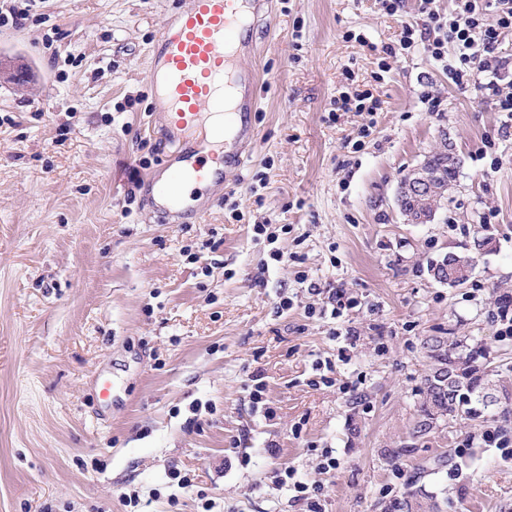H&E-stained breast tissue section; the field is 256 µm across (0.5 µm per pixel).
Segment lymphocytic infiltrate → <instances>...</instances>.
I'll use <instances>...</instances> for the list:
<instances>
[{"label":"lymphocytic infiltrate","instance_id":"1","mask_svg":"<svg viewBox=\"0 0 512 512\" xmlns=\"http://www.w3.org/2000/svg\"><path fill=\"white\" fill-rule=\"evenodd\" d=\"M436 0H420L421 26L403 25L396 44L385 46L384 54L424 47L455 84L487 90L498 96L502 111L512 112V93L502 94L497 82H479L489 71L504 32L512 31V0H454L452 12L443 14Z\"/></svg>","mask_w":512,"mask_h":512}]
</instances>
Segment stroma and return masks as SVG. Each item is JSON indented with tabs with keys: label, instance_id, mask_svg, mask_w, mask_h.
<instances>
[{
	"label": "stroma",
	"instance_id": "obj_1",
	"mask_svg": "<svg viewBox=\"0 0 512 512\" xmlns=\"http://www.w3.org/2000/svg\"><path fill=\"white\" fill-rule=\"evenodd\" d=\"M188 4L35 0L23 26L0 27L14 71L0 78V512H127L134 491L142 512H202L205 498L212 512H304L276 483L287 467L322 484L325 512H380L414 468L485 429L457 420L412 437L425 337L484 345L512 384L495 305L512 292V121L423 48L380 69L381 46L420 23L417 0L394 16L376 0H268L250 31L257 141L241 178L211 192L202 221L168 223L140 187L172 150L151 126L146 62ZM365 89L379 112L333 113L341 92ZM367 123L363 148H348ZM445 140L462 160L457 181L432 223H406L400 181ZM267 221L290 228L272 246L252 233ZM476 234L495 249L473 279L435 282L428 263ZM273 247L303 260L269 265ZM303 274L357 306L306 317ZM283 291L294 306L281 313ZM349 323L360 338L336 377L360 381L359 396L309 386L313 361L337 353L331 328ZM256 371L275 417L248 400ZM326 448L339 466L325 473ZM174 467L191 487L168 481ZM454 470L448 512H512V459L475 447Z\"/></svg>",
	"mask_w": 512,
	"mask_h": 512
}]
</instances>
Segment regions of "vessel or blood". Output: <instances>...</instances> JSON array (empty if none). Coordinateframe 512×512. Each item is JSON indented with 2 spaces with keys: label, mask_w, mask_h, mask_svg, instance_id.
I'll list each match as a JSON object with an SVG mask.
<instances>
[{
  "label": "vessel or blood",
  "mask_w": 512,
  "mask_h": 512,
  "mask_svg": "<svg viewBox=\"0 0 512 512\" xmlns=\"http://www.w3.org/2000/svg\"><path fill=\"white\" fill-rule=\"evenodd\" d=\"M266 0H190L172 16L148 55L156 80L153 119L175 149L158 170L147 174L151 203L180 220L186 185L200 189L234 186L257 133L251 114L257 107L260 76L240 57L254 51L247 21L259 17ZM221 115L208 139L194 138L210 115Z\"/></svg>",
  "instance_id": "obj_1"
}]
</instances>
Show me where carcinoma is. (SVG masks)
Masks as SVG:
<instances>
[{
    "mask_svg": "<svg viewBox=\"0 0 512 512\" xmlns=\"http://www.w3.org/2000/svg\"><path fill=\"white\" fill-rule=\"evenodd\" d=\"M461 161L448 165V142L424 161V167L435 174L429 193L433 199L438 189L449 186L456 180ZM493 250V239L476 236L469 248V254H446V260L455 264L456 276L445 272L439 261L433 260L428 272L438 282L450 287L458 280L468 283L474 269V255ZM423 348L432 361V369L418 388L416 420L412 436L421 438L429 434L427 422L435 425L455 421L459 418L485 422L497 414H512V390L496 380L498 370L491 366L489 353L481 345L471 346L456 336H427ZM448 373V385L433 384L441 372ZM452 457L442 454L427 464L420 465L411 475L405 491L383 506L384 512H442L441 506L448 505V487L436 491L427 488L426 478L432 475L448 474Z\"/></svg>",
    "mask_w": 512,
    "mask_h": 512,
    "instance_id": "1",
    "label": "carcinoma"
}]
</instances>
